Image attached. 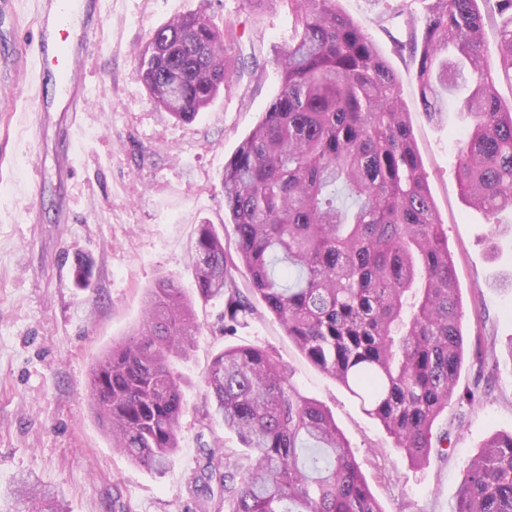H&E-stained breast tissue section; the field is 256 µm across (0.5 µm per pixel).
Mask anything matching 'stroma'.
Segmentation results:
<instances>
[{"label": "stroma", "instance_id": "35a3bbf8", "mask_svg": "<svg viewBox=\"0 0 512 512\" xmlns=\"http://www.w3.org/2000/svg\"><path fill=\"white\" fill-rule=\"evenodd\" d=\"M101 29L84 61L88 103L84 136L71 171L61 166V129L71 116L48 112L20 132L31 103L22 89L20 52L35 33L31 13L0 10V490L28 478L52 488L65 512H201L191 488L214 444L236 438L215 423L204 377L225 348L272 352L303 396L323 405L351 447L382 512H456L464 471L493 435L512 433V293L498 280L512 273V236L494 240L485 213L462 195L456 149L468 123L448 102L443 122L425 116L414 57L406 47L411 19L427 0H338L395 72L431 195L448 234L464 317L466 357L458 389L485 388L480 403L453 400L436 420L448 448L424 464L398 451L343 385L313 366L259 296L245 268L234 278L253 311L224 330V302L200 298L191 263L199 225H214L225 245L233 226L224 210V165L261 120L281 88L279 55L291 39L290 9L249 0H100ZM205 11L233 26L232 60L256 64L189 121L150 98L139 55L156 29ZM36 179L37 189L22 190ZM91 269L88 286L77 260ZM168 277L190 299L199 331L174 361L182 375L180 442L164 472L134 463L105 434L91 408L95 363L141 323L155 282ZM496 356L482 364L477 345Z\"/></svg>", "mask_w": 512, "mask_h": 512}]
</instances>
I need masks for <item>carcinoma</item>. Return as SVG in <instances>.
<instances>
[{
    "mask_svg": "<svg viewBox=\"0 0 512 512\" xmlns=\"http://www.w3.org/2000/svg\"><path fill=\"white\" fill-rule=\"evenodd\" d=\"M287 2L295 18L282 50V85L262 120L224 165V207L252 292L301 353L361 400L414 464L448 434L437 417L463 365V304L455 264L422 167L398 81L337 0ZM502 18L497 65L485 64L488 19ZM423 111L440 120L468 83L472 118L457 147L469 204L512 211V0H429L411 22ZM233 29L203 13L158 28L139 57L151 98L180 120L207 107L236 69ZM196 288L224 300L225 327L251 314L237 264L212 224L192 247ZM197 326L175 283L159 281L139 329L93 367L89 397L112 445L156 472L178 448L182 377L169 357ZM205 384L237 448H211L194 490L204 512H382L333 416L302 396L261 348H228ZM8 512H64L57 495L23 481ZM457 512H512V434L495 436L465 471Z\"/></svg>",
    "mask_w": 512,
    "mask_h": 512,
    "instance_id": "cac0c4a2",
    "label": "carcinoma"
}]
</instances>
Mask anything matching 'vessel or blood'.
Masks as SVG:
<instances>
[{
	"label": "vessel or blood",
	"mask_w": 512,
	"mask_h": 512,
	"mask_svg": "<svg viewBox=\"0 0 512 512\" xmlns=\"http://www.w3.org/2000/svg\"><path fill=\"white\" fill-rule=\"evenodd\" d=\"M36 13L35 66L30 99L39 111L50 112L44 89L58 82L64 110L82 111L86 104L81 62L97 39L100 25L97 0H30Z\"/></svg>",
	"instance_id": "b4317fda"
}]
</instances>
